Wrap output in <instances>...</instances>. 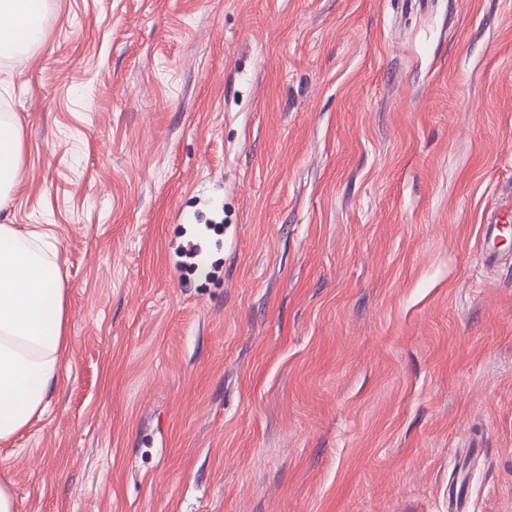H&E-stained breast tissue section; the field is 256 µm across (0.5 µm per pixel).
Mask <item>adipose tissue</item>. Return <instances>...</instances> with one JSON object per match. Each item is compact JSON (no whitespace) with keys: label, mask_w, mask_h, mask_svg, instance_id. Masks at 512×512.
<instances>
[{"label":"adipose tissue","mask_w":512,"mask_h":512,"mask_svg":"<svg viewBox=\"0 0 512 512\" xmlns=\"http://www.w3.org/2000/svg\"><path fill=\"white\" fill-rule=\"evenodd\" d=\"M48 0H0V58L41 41ZM24 161L21 124L0 114V209ZM66 289L51 234L0 224V443L11 441L52 401L67 344Z\"/></svg>","instance_id":"ef3b65f1"}]
</instances>
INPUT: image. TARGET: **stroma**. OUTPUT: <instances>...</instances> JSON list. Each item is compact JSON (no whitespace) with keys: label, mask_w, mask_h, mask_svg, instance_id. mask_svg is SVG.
Listing matches in <instances>:
<instances>
[{"label":"stroma","mask_w":512,"mask_h":512,"mask_svg":"<svg viewBox=\"0 0 512 512\" xmlns=\"http://www.w3.org/2000/svg\"><path fill=\"white\" fill-rule=\"evenodd\" d=\"M1 112L68 289L17 512H512V0H49ZM512 206L508 201L496 203L494 209L487 215L482 228L481 239L477 248L479 263L487 264L494 259L500 261L502 255L491 246V240L500 230V224L507 223L511 218Z\"/></svg>","instance_id":"35a3bbf8"}]
</instances>
